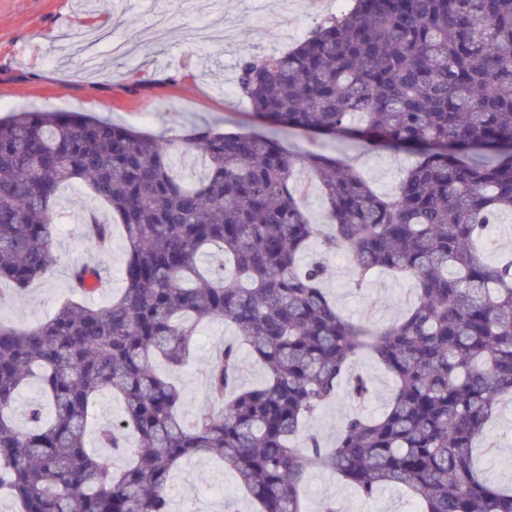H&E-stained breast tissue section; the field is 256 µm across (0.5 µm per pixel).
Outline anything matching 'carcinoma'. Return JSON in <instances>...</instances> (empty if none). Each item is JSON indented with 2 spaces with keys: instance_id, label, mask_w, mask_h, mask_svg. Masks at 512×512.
<instances>
[{
  "instance_id": "carcinoma-1",
  "label": "carcinoma",
  "mask_w": 512,
  "mask_h": 512,
  "mask_svg": "<svg viewBox=\"0 0 512 512\" xmlns=\"http://www.w3.org/2000/svg\"><path fill=\"white\" fill-rule=\"evenodd\" d=\"M236 88L264 125L415 163L380 195L342 160L274 136L192 125L165 138L84 112L0 117V293L54 264L65 187L84 185L127 241L120 297L69 300L32 328L0 323V497L20 512H172V470L214 456L257 512H306L301 487L320 469L367 499L403 487L421 512H512V487L473 459L512 396V258L480 256L488 225L512 213V0H354L283 53L243 50ZM197 150L207 173L185 183L174 155ZM301 174L319 183L328 233L297 199ZM87 221L107 252L111 224ZM316 238L321 255L303 261ZM340 250L358 288L378 270L411 278L413 305L384 325L343 317L322 287ZM101 282L96 267L70 270L75 296ZM216 318L240 343L209 364V407L186 418L155 361L181 366ZM240 344L267 371L258 386L237 387ZM360 354L391 375V396L375 417L350 414L327 448L306 422L344 385L356 403L370 397ZM32 382L43 401L19 431L8 411ZM104 391L123 405L99 432L127 458L117 472L85 446Z\"/></svg>"
}]
</instances>
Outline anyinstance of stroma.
Instances as JSON below:
<instances>
[{"mask_svg":"<svg viewBox=\"0 0 512 512\" xmlns=\"http://www.w3.org/2000/svg\"><path fill=\"white\" fill-rule=\"evenodd\" d=\"M336 11V0H0V117L35 106L89 112L155 134L174 135L193 124L226 133L258 132L261 124L236 92L242 48L283 52ZM102 26L109 34L86 55L87 33ZM280 137L293 152L315 149L343 159L383 194L395 189L413 162L410 155L363 143L315 141L298 131ZM59 207L66 219L55 240V264L28 288L0 298L1 322L33 327L50 319L71 296L69 273L76 264L98 262L109 280L108 288L87 296L88 304L105 305L122 290V226L113 224L111 249L100 257L88 242L84 219L94 209L109 220L108 209L96 206L79 185L61 191ZM323 286L339 311L376 324L398 319L415 299L411 280L384 272L358 283L344 252L329 260ZM236 339L230 324L205 323L188 363L169 370L182 393L184 416L207 407L204 372L219 348ZM356 367L370 378L372 397L360 406L342 392L315 412L309 428L324 446L334 445L350 413L378 414L392 392V378L375 359L360 357ZM477 462L488 481L512 485L511 402L499 406ZM167 492L172 512L193 503L200 512H247L249 507L235 473L211 457L180 461ZM305 497L307 512H321L329 498L344 512H420L417 500L402 488L387 487L366 499L326 470L310 474Z\"/></svg>","mask_w":512,"mask_h":512,"instance_id":"1","label":"stroma"}]
</instances>
